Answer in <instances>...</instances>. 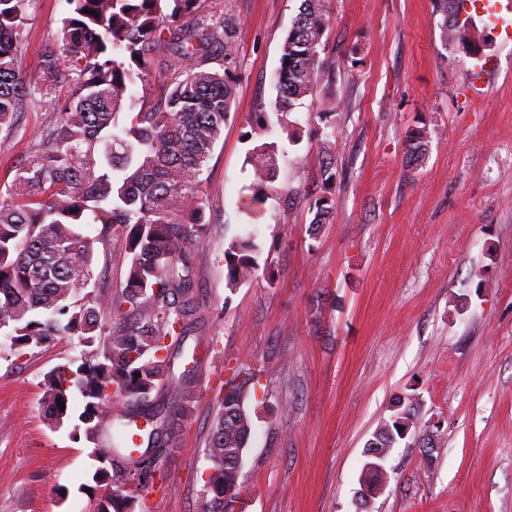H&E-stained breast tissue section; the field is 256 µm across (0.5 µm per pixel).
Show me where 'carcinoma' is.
<instances>
[{
  "mask_svg": "<svg viewBox=\"0 0 512 512\" xmlns=\"http://www.w3.org/2000/svg\"><path fill=\"white\" fill-rule=\"evenodd\" d=\"M32 2L0 0V150L14 148L10 134L28 109L50 102L54 118L38 128L31 159L0 190V333L10 338L17 357L60 336L77 337L79 356L43 376L42 409L51 423L62 425L71 417L73 399L82 400L72 435L95 444L100 466L93 481L105 488L98 512H135L139 489L149 483L143 472L155 471L159 455L195 409L190 372L177 381L172 376L188 339H199L205 330L182 255L185 245L206 237L211 224L200 183L236 100L237 23L230 15L221 26L208 23L203 0H66L59 45L44 51L39 77L31 82L18 67L17 47ZM441 3L442 41L469 45V29L448 23V0ZM328 22L329 0H301L283 40L274 108L287 134L291 112L332 82L336 61L327 51ZM216 45L222 68L207 69L203 60ZM156 83L165 87L164 98L136 108L131 88L139 84L146 93ZM343 105L336 91H328L315 117ZM426 148L425 133L414 131L410 156L417 159ZM277 155L278 143L271 141L248 157L254 204L263 203L278 177ZM335 184L332 162H322L316 225L335 214ZM85 224L101 225L98 235L85 234ZM112 234L128 259L125 284L115 291L91 290L94 245ZM258 251L253 233L230 240L224 249L227 288L261 273L269 281L275 277L274 270L260 268ZM108 315L118 321L109 331ZM252 383L253 373L242 369L224 382L207 448L208 512H235L253 430ZM114 395L128 407L122 426L139 417L156 419L144 450L99 442L100 426L112 419ZM415 421L409 399L367 442L359 476L363 502L382 487L384 463ZM128 484L134 489L115 494Z\"/></svg>",
  "mask_w": 512,
  "mask_h": 512,
  "instance_id": "carcinoma-1",
  "label": "carcinoma"
}]
</instances>
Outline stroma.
<instances>
[{"label": "stroma", "mask_w": 512, "mask_h": 512, "mask_svg": "<svg viewBox=\"0 0 512 512\" xmlns=\"http://www.w3.org/2000/svg\"><path fill=\"white\" fill-rule=\"evenodd\" d=\"M300 0H206L211 23L239 22L237 97L202 176L216 217L188 246L206 332L191 379L197 407L171 453L154 512H205L206 448L225 381L251 369L254 434L240 483L245 512H359L365 445L403 397L418 429L389 459L370 512H512V45L483 23L472 34L494 68L474 97L477 58L443 44L434 0H331L326 31L337 58L332 116L336 214L312 229L322 143L307 98L280 130L279 176L251 205L249 151L265 137L255 113L272 112L281 45ZM64 0H36L18 64L36 79L56 46ZM53 116L24 113L0 182L27 160L29 136ZM429 133L425 156L405 145ZM252 230L258 262L277 271L229 289L224 249ZM128 260L116 241L96 244L95 286L123 287ZM0 335V512H97L93 445L71 425L48 424L41 381L78 356L76 337L18 359ZM432 433V452L420 445Z\"/></svg>", "instance_id": "stroma-1"}]
</instances>
